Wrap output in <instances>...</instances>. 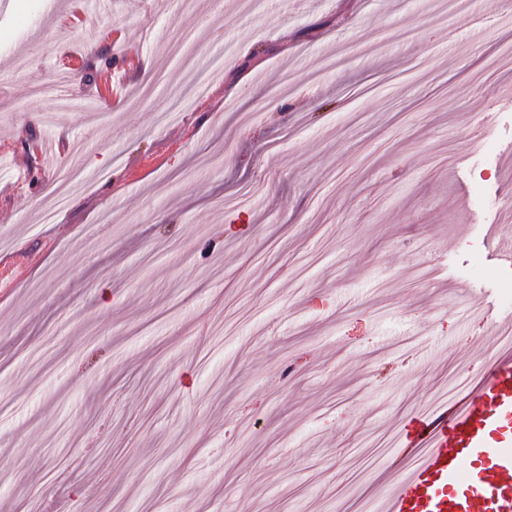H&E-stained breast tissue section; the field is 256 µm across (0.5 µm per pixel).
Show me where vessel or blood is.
I'll list each match as a JSON object with an SVG mask.
<instances>
[{
	"instance_id": "b4317fda",
	"label": "vessel or blood",
	"mask_w": 512,
	"mask_h": 512,
	"mask_svg": "<svg viewBox=\"0 0 512 512\" xmlns=\"http://www.w3.org/2000/svg\"><path fill=\"white\" fill-rule=\"evenodd\" d=\"M409 470L377 512H512V353L491 356L456 404L408 415Z\"/></svg>"
}]
</instances>
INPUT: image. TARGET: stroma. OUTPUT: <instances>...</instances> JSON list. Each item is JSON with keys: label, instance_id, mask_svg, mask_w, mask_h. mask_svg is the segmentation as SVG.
<instances>
[{"label": "stroma", "instance_id": "35a3bbf8", "mask_svg": "<svg viewBox=\"0 0 512 512\" xmlns=\"http://www.w3.org/2000/svg\"><path fill=\"white\" fill-rule=\"evenodd\" d=\"M433 2L0 0V512H369L512 330V0Z\"/></svg>", "mask_w": 512, "mask_h": 512}]
</instances>
